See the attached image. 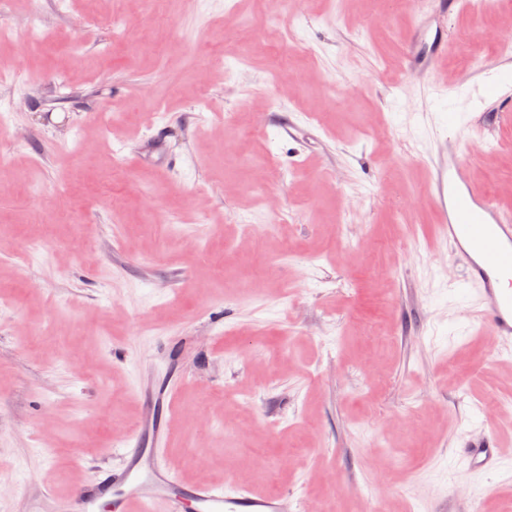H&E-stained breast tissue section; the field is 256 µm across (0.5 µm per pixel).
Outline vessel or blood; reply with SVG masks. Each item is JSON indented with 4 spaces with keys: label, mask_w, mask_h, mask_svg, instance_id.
<instances>
[{
    "label": "vessel or blood",
    "mask_w": 512,
    "mask_h": 512,
    "mask_svg": "<svg viewBox=\"0 0 512 512\" xmlns=\"http://www.w3.org/2000/svg\"><path fill=\"white\" fill-rule=\"evenodd\" d=\"M418 43V35H411L403 56L406 69L435 71L447 53L445 40L434 39L424 56ZM428 192L440 214V236L462 262L477 295L482 329L512 343V224L502 221L487 190L472 181L467 165L456 156L431 167ZM167 435L166 426L156 424L150 409H143L123 444L122 466L81 485L65 512H98L105 503L112 512H286L279 497L181 479L159 448ZM499 448L500 437L493 431L469 440L462 450L469 471L499 466Z\"/></svg>",
    "instance_id": "vessel-or-blood-1"
}]
</instances>
